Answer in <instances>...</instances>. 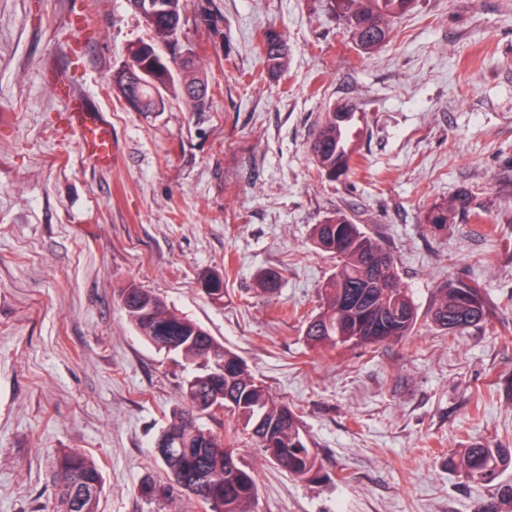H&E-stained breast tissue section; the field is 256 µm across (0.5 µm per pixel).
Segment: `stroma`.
Returning a JSON list of instances; mask_svg holds the SVG:
<instances>
[{"label": "stroma", "instance_id": "stroma-1", "mask_svg": "<svg viewBox=\"0 0 512 512\" xmlns=\"http://www.w3.org/2000/svg\"><path fill=\"white\" fill-rule=\"evenodd\" d=\"M214 3L220 31L195 2L182 29L209 110L136 112L112 75L155 34L127 0H0V512H56L49 462L70 449L103 474L100 512H207L155 449L186 371L126 320L132 282L298 415L316 480L271 463L233 416L198 420L254 474V512H474L491 490L453 460L476 441L512 451V0H416L370 54L328 0ZM269 26L290 47L276 75L256 49ZM54 71L111 123L110 168L82 153ZM345 104L358 166L330 182L309 146ZM462 193L472 216L426 224ZM337 213L394 255L412 336L308 343L336 268L312 231ZM212 272L222 297L204 290ZM457 280L483 287L488 320L453 336L430 310Z\"/></svg>", "mask_w": 512, "mask_h": 512}]
</instances>
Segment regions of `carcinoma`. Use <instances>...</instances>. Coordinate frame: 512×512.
Instances as JSON below:
<instances>
[{
    "mask_svg": "<svg viewBox=\"0 0 512 512\" xmlns=\"http://www.w3.org/2000/svg\"><path fill=\"white\" fill-rule=\"evenodd\" d=\"M147 19L160 15L153 26L168 55L152 44L130 50L128 61L112 76V89L137 112H162L169 97L183 98L194 112L210 107L209 84L199 75L196 55L181 59V19L189 0H128ZM414 0H329L356 45L365 53L380 48L394 19L407 13ZM258 51L267 70L277 73L288 62V45L277 31L266 29ZM355 109L349 106L326 113L310 145L320 175L329 181L348 177L355 169L354 142L358 135ZM470 214L467 195L431 208L425 221L448 223L454 214ZM314 243L338 258L336 270L321 286L320 311L305 330L314 345L352 344L373 347L412 334L419 313L401 287L391 253L344 214L315 225ZM126 319L146 341L160 351L181 358L188 375L181 390V406L171 414L166 429L172 436L156 449L174 483L204 503L209 512H253L257 484L244 469L235 450L224 439L204 431L197 417L223 407L243 424L278 467L301 479L320 471L318 455L310 448L288 405L273 400L244 363L197 323L170 309L163 300L135 283L122 290ZM432 321L459 335L487 319L484 288L480 284L450 283L440 289L431 309ZM274 437L279 447L265 445ZM512 465V454L475 443L457 464L474 481L497 486L496 496L475 512H500L512 502V484H501V471ZM59 512H99L103 477L93 461L77 450L53 463Z\"/></svg>",
    "mask_w": 512,
    "mask_h": 512,
    "instance_id": "cac0c4a2",
    "label": "carcinoma"
}]
</instances>
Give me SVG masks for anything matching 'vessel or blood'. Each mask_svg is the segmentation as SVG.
Returning <instances> with one entry per match:
<instances>
[{
	"label": "vessel or blood",
	"mask_w": 512,
	"mask_h": 512,
	"mask_svg": "<svg viewBox=\"0 0 512 512\" xmlns=\"http://www.w3.org/2000/svg\"><path fill=\"white\" fill-rule=\"evenodd\" d=\"M52 84L57 97L65 104L70 125L82 134L83 154L99 167H111L112 134L102 114L86 111L81 98L72 93L65 79L53 78Z\"/></svg>",
	"instance_id": "obj_1"
}]
</instances>
